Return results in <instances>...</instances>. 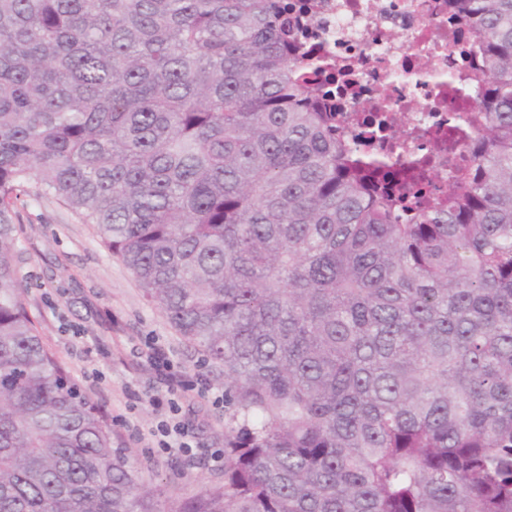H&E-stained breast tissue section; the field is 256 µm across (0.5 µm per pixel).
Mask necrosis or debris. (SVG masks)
<instances>
[{
	"instance_id": "1",
	"label": "necrosis or debris",
	"mask_w": 512,
	"mask_h": 512,
	"mask_svg": "<svg viewBox=\"0 0 512 512\" xmlns=\"http://www.w3.org/2000/svg\"><path fill=\"white\" fill-rule=\"evenodd\" d=\"M301 19L299 38L327 68L316 82L336 96V132L365 137L369 153L405 150L435 155V166L416 192L442 198L448 155L438 139L459 121L448 105V83L464 76L465 100L480 106L486 85L480 42L452 0H290Z\"/></svg>"
}]
</instances>
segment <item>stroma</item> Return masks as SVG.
<instances>
[{
    "label": "stroma",
    "mask_w": 512,
    "mask_h": 512,
    "mask_svg": "<svg viewBox=\"0 0 512 512\" xmlns=\"http://www.w3.org/2000/svg\"><path fill=\"white\" fill-rule=\"evenodd\" d=\"M19 203L18 273L28 311L46 345L79 389L107 416L132 460L165 496L210 484L223 472L224 376L204 365L198 351L176 334L164 314L147 303L124 264L101 243L94 225L56 200L39 197L36 182ZM169 351L188 377L202 376L213 395L181 400L193 427V462L156 448L152 432L165 409L152 404L155 378L143 352L148 340Z\"/></svg>",
    "instance_id": "1"
}]
</instances>
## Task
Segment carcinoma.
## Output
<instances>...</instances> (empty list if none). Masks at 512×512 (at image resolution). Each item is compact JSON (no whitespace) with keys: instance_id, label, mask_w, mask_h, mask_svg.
I'll list each match as a JSON object with an SVG mask.
<instances>
[{"instance_id":"obj_1","label":"carcinoma","mask_w":512,"mask_h":512,"mask_svg":"<svg viewBox=\"0 0 512 512\" xmlns=\"http://www.w3.org/2000/svg\"><path fill=\"white\" fill-rule=\"evenodd\" d=\"M427 162L336 139L285 0H0V512H512V0ZM96 225L224 373V472L163 500L31 319L14 210ZM448 152L442 151L435 159V167L428 177L416 189L419 197L427 200L444 199V190L448 188Z\"/></svg>"}]
</instances>
